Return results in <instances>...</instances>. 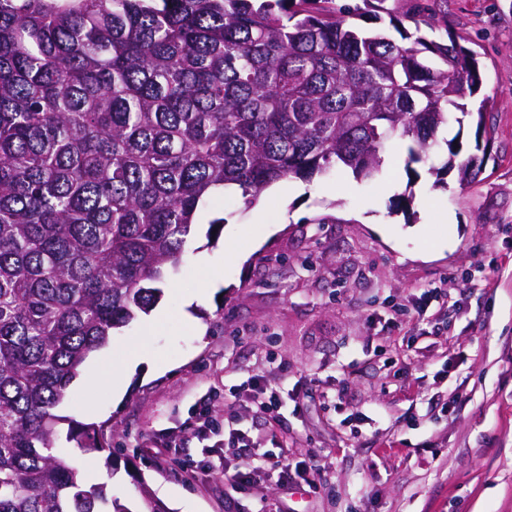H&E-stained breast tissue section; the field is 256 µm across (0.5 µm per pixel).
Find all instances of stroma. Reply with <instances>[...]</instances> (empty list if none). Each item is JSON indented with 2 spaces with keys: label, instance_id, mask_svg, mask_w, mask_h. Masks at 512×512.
<instances>
[{
  "label": "stroma",
  "instance_id": "stroma-1",
  "mask_svg": "<svg viewBox=\"0 0 512 512\" xmlns=\"http://www.w3.org/2000/svg\"><path fill=\"white\" fill-rule=\"evenodd\" d=\"M446 11L491 100L483 127L449 125L461 157L484 154L474 182L436 177L443 146L410 178L396 140L374 181L287 179L249 206L225 193L167 277L151 364L118 398L72 384L57 409L60 454L108 470V494L133 512L143 487L169 512H512V0H447ZM261 211L277 231L257 224ZM232 239L245 261L226 250ZM204 264L223 272L209 289ZM434 288L447 303L416 313ZM254 375L281 398L277 423L251 403ZM205 412L216 427L201 433ZM91 423L113 466L69 439ZM255 447L313 460L315 486L271 474L239 487L228 471Z\"/></svg>",
  "mask_w": 512,
  "mask_h": 512
}]
</instances>
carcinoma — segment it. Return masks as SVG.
<instances>
[{"instance_id": "obj_1", "label": "carcinoma", "mask_w": 512, "mask_h": 512, "mask_svg": "<svg viewBox=\"0 0 512 512\" xmlns=\"http://www.w3.org/2000/svg\"><path fill=\"white\" fill-rule=\"evenodd\" d=\"M362 2L0 0V512H132L56 453L53 410L158 303L213 193L372 180L395 138L423 163L453 112L482 126L473 54L422 34L448 30L437 0ZM363 11L410 43L348 22ZM444 143L474 180L483 159ZM101 434L82 432L109 466Z\"/></svg>"}]
</instances>
